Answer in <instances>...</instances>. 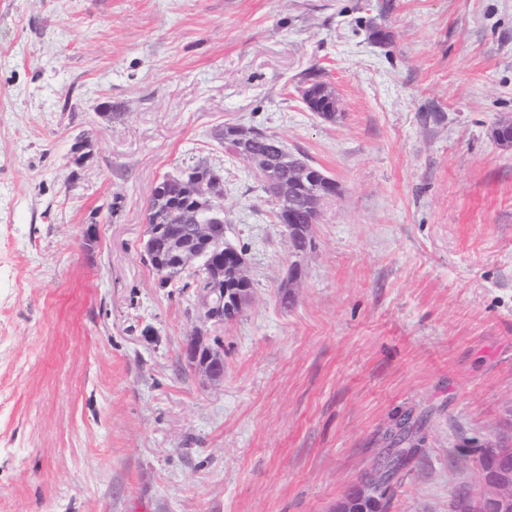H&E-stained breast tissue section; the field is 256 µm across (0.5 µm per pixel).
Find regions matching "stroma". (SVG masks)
Segmentation results:
<instances>
[{
    "mask_svg": "<svg viewBox=\"0 0 512 512\" xmlns=\"http://www.w3.org/2000/svg\"><path fill=\"white\" fill-rule=\"evenodd\" d=\"M509 119L512 0H0V512H332L404 415L386 512L479 498L512 448ZM228 123L335 180L300 256ZM200 161L252 285L216 386L140 251ZM307 94L309 100L306 106L311 112H316L326 120L336 121L341 112H338L336 94L327 84L314 81L307 87ZM190 205H186L181 191L167 184L159 183L153 190L146 205V217L150 224H191L184 220V215L190 211ZM161 221L156 223L157 217Z\"/></svg>",
    "mask_w": 512,
    "mask_h": 512,
    "instance_id": "35a3bbf8",
    "label": "stroma"
}]
</instances>
